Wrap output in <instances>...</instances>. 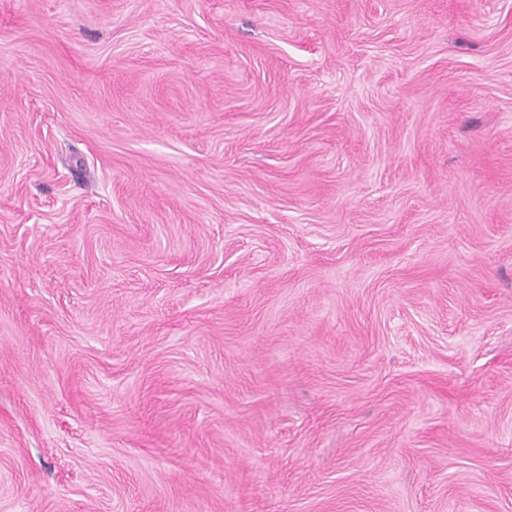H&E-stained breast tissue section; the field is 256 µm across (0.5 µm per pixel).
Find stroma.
I'll use <instances>...</instances> for the list:
<instances>
[{"label":"stroma","instance_id":"obj_1","mask_svg":"<svg viewBox=\"0 0 512 512\" xmlns=\"http://www.w3.org/2000/svg\"><path fill=\"white\" fill-rule=\"evenodd\" d=\"M0 512H512V0H0Z\"/></svg>","mask_w":512,"mask_h":512}]
</instances>
